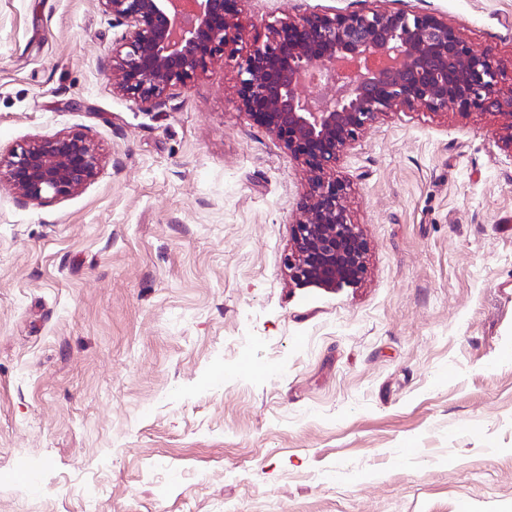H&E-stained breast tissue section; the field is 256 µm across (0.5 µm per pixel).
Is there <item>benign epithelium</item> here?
Masks as SVG:
<instances>
[{
  "label": "benign epithelium",
  "instance_id": "1",
  "mask_svg": "<svg viewBox=\"0 0 512 512\" xmlns=\"http://www.w3.org/2000/svg\"><path fill=\"white\" fill-rule=\"evenodd\" d=\"M126 26L103 70L122 94L159 102L192 83L242 40L236 0H98ZM329 64L323 70L322 64ZM335 87L304 97L306 83ZM238 94L249 120L265 127L309 173V193L286 258L300 286L336 289L365 272V242L330 176L336 159L381 117L402 109L492 112L512 145V73L491 50L469 45L447 21L368 9L302 15L268 26L238 63ZM101 155L85 136L36 139L5 159L18 201L42 204L91 182Z\"/></svg>",
  "mask_w": 512,
  "mask_h": 512
}]
</instances>
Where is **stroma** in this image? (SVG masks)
<instances>
[{
    "label": "stroma",
    "mask_w": 512,
    "mask_h": 512,
    "mask_svg": "<svg viewBox=\"0 0 512 512\" xmlns=\"http://www.w3.org/2000/svg\"><path fill=\"white\" fill-rule=\"evenodd\" d=\"M371 8L434 13L512 68V0L235 4L248 45ZM122 32L98 0H0V156L81 133L102 157L39 205L0 173V512H512L501 118L379 119L332 171L366 271L303 287L309 176L244 115L235 57L153 107L103 73Z\"/></svg>",
    "instance_id": "1"
}]
</instances>
